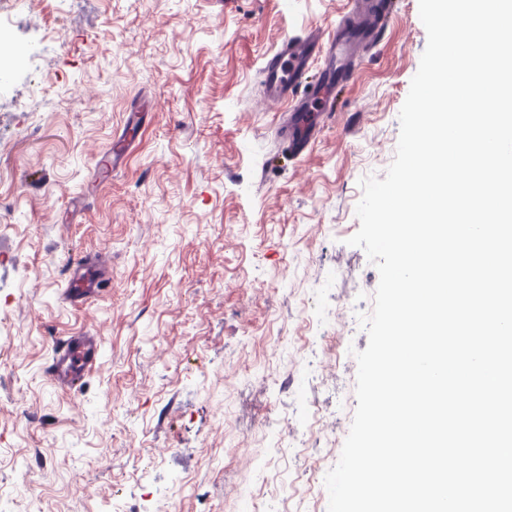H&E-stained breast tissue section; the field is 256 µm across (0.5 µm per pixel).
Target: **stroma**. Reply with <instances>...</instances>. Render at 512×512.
<instances>
[{"label": "stroma", "mask_w": 512, "mask_h": 512, "mask_svg": "<svg viewBox=\"0 0 512 512\" xmlns=\"http://www.w3.org/2000/svg\"><path fill=\"white\" fill-rule=\"evenodd\" d=\"M296 159L259 68L348 0H0V500L21 512H328L302 471L340 456L357 406L376 266L348 240L361 178L384 177L426 47L398 0ZM136 122L113 174L100 161ZM104 269L80 305L76 259ZM98 337L77 393L55 338ZM304 372V393L283 382ZM329 449L276 463L307 416ZM252 498H244L246 488Z\"/></svg>", "instance_id": "1"}]
</instances>
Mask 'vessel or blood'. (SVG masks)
I'll return each mask as SVG.
<instances>
[{
	"instance_id": "vessel-or-blood-1",
	"label": "vessel or blood",
	"mask_w": 512,
	"mask_h": 512,
	"mask_svg": "<svg viewBox=\"0 0 512 512\" xmlns=\"http://www.w3.org/2000/svg\"><path fill=\"white\" fill-rule=\"evenodd\" d=\"M394 0H350L345 20L336 28L313 27L283 38L262 69V79L272 99L290 108L279 128L280 138L292 156H300L309 146L319 122L334 112V84L349 81L350 59L367 43L376 40L382 20L391 17ZM88 263L75 266L67 293L82 300L92 293ZM95 337L71 336L53 348L48 375L52 382L68 390H78L97 363Z\"/></svg>"
}]
</instances>
